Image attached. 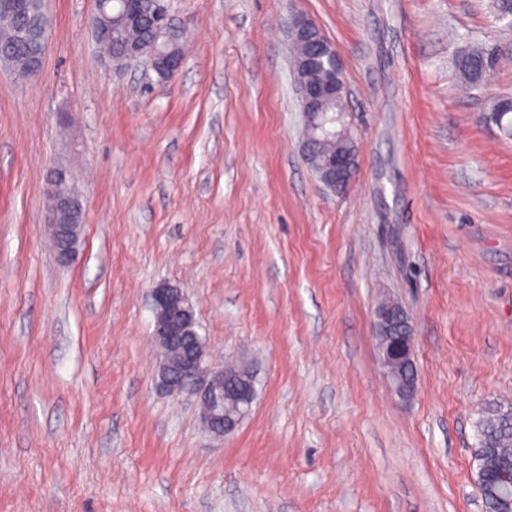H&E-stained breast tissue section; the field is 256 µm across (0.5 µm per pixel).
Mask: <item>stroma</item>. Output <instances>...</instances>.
<instances>
[{
  "mask_svg": "<svg viewBox=\"0 0 512 512\" xmlns=\"http://www.w3.org/2000/svg\"><path fill=\"white\" fill-rule=\"evenodd\" d=\"M185 62L116 77L95 0H46L41 70L0 74V512H484L477 411L512 403V64L465 88L457 51L512 38L492 0H170ZM343 65L351 191L307 164L285 37ZM81 197L77 259L46 232L51 169ZM192 305L207 359L256 397L203 428L157 386L150 293ZM398 301L400 399L375 311ZM317 25L310 20L295 16L288 24L286 38L291 43L292 48L296 47L301 41L305 44V51L301 61V66L305 70L316 69L322 64L333 63L335 69V87L340 83L341 89L345 92L343 82L342 65L336 49L326 40L323 34L317 31ZM316 30V33L314 31ZM336 73L341 74V79L336 78Z\"/></svg>",
  "mask_w": 512,
  "mask_h": 512,
  "instance_id": "obj_1",
  "label": "stroma"
}]
</instances>
